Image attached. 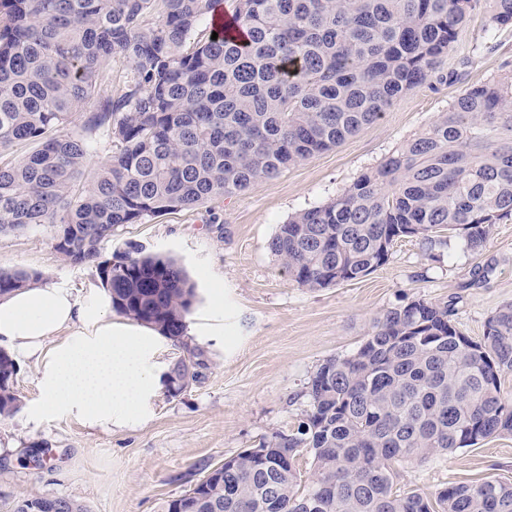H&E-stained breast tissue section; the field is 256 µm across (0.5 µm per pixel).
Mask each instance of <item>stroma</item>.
Wrapping results in <instances>:
<instances>
[{
  "label": "stroma",
  "mask_w": 512,
  "mask_h": 512,
  "mask_svg": "<svg viewBox=\"0 0 512 512\" xmlns=\"http://www.w3.org/2000/svg\"><path fill=\"white\" fill-rule=\"evenodd\" d=\"M443 67L457 71V81L409 91L336 148L247 192L123 225L102 243L106 257L137 244L185 268L196 287L185 341L154 335L161 385L133 423L108 432L61 415H32L41 398L37 367L21 364L20 408L0 419V512L30 491L78 498L91 512H161L205 468L296 428L317 366L351 354L373 318L408 302L448 305L460 332L482 338L489 316L512 302V221L493 225L479 251L454 238L434 260L419 238L401 239L367 276L317 291L293 282L269 249L280 224L343 193L428 129L466 87L512 73V31L490 32L485 12H475ZM1 269L38 272L42 284L82 299L102 288L95 268L58 257L46 226L1 235ZM191 348L197 378L175 390L171 369ZM392 469L397 492L430 499L451 483L512 481V435Z\"/></svg>",
  "instance_id": "obj_1"
}]
</instances>
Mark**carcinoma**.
Masks as SVG:
<instances>
[{
	"label": "carcinoma",
	"mask_w": 512,
	"mask_h": 512,
	"mask_svg": "<svg viewBox=\"0 0 512 512\" xmlns=\"http://www.w3.org/2000/svg\"><path fill=\"white\" fill-rule=\"evenodd\" d=\"M223 0H0V235L48 224L54 250L96 268L112 308L180 342L195 288L182 266L132 245L103 260L124 224L246 192L342 143L443 70L459 28L485 4L512 28V0H232L236 33L197 21ZM131 76L112 93L102 64ZM79 122H74V117ZM117 150L80 176L97 138ZM512 217V78L467 87L432 125L332 201L305 209L269 243L310 291L361 279L408 236L427 249L458 235L476 251ZM40 276L0 270V296ZM196 353L172 369L196 379ZM512 303L464 336L450 310L424 300L373 319L351 355L310 377L297 430L224 463L197 512H512V482L453 483L435 503L393 489L394 462L512 434ZM0 390V419L15 414ZM313 478L298 487V457ZM90 512L81 500L26 492L12 512Z\"/></svg>",
	"instance_id": "carcinoma-1"
}]
</instances>
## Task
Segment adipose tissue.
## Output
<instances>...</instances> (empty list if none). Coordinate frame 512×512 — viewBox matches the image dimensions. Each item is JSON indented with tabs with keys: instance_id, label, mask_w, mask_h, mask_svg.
<instances>
[{
	"instance_id": "1",
	"label": "adipose tissue",
	"mask_w": 512,
	"mask_h": 512,
	"mask_svg": "<svg viewBox=\"0 0 512 512\" xmlns=\"http://www.w3.org/2000/svg\"><path fill=\"white\" fill-rule=\"evenodd\" d=\"M0 347L16 362L35 360L39 412L104 431L136 416L160 384L151 338L113 321L107 292L82 301L45 286L0 298Z\"/></svg>"
}]
</instances>
